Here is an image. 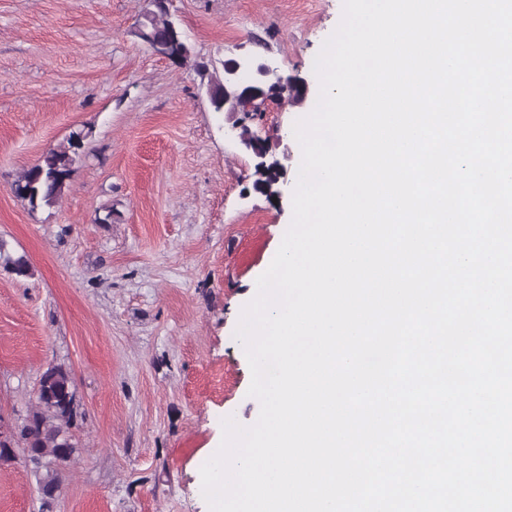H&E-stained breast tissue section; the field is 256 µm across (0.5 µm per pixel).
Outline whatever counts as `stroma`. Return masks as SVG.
Instances as JSON below:
<instances>
[{
  "mask_svg": "<svg viewBox=\"0 0 512 512\" xmlns=\"http://www.w3.org/2000/svg\"><path fill=\"white\" fill-rule=\"evenodd\" d=\"M148 7L0 0V239L32 266L0 268V426L23 421L49 365L69 368L83 422L53 512H209L206 449L224 418L260 413L235 330L292 221V130L343 0H168L191 48L180 63L136 37ZM256 51L307 84L254 124L285 159L275 201L250 190L234 117L206 96L222 61ZM80 130L63 197L30 210L14 182ZM0 512H41L23 460L0 464Z\"/></svg>",
  "mask_w": 512,
  "mask_h": 512,
  "instance_id": "stroma-1",
  "label": "stroma"
}]
</instances>
